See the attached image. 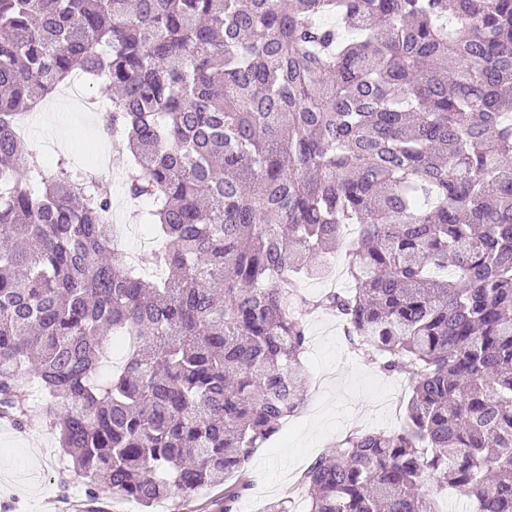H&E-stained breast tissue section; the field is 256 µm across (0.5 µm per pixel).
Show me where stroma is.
I'll return each mask as SVG.
<instances>
[{"label":"stroma","instance_id":"obj_1","mask_svg":"<svg viewBox=\"0 0 512 512\" xmlns=\"http://www.w3.org/2000/svg\"><path fill=\"white\" fill-rule=\"evenodd\" d=\"M38 112L26 138L28 148L38 152L52 142L66 158L95 159L104 144L97 118L65 100H49ZM304 321L308 329L305 405L251 458L247 465L251 485L234 512H264L272 500L302 494L300 473L334 450L347 433L389 431L403 422L407 379L381 373L354 352L333 315L310 311ZM69 464L49 429L45 405L33 408L25 432L0 423V512H57L66 503L74 504L78 512H131L129 502L106 494L87 502L80 483L61 488L58 476Z\"/></svg>","mask_w":512,"mask_h":512}]
</instances>
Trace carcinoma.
Listing matches in <instances>:
<instances>
[{
    "label": "carcinoma",
    "instance_id": "1",
    "mask_svg": "<svg viewBox=\"0 0 512 512\" xmlns=\"http://www.w3.org/2000/svg\"><path fill=\"white\" fill-rule=\"evenodd\" d=\"M76 72L159 281L109 186L10 132ZM345 224L351 285L302 294ZM306 310L410 398L306 468L304 512H439L427 475L512 512V0H0V421L38 392L90 498L222 482L233 512L304 406ZM135 208L129 209L127 212V224H122L123 229V244L126 252L140 255V261L138 265H134L141 275L149 280H158L163 276V272L160 269V275H157L152 270L154 264L151 261V249L143 248V241L140 236L141 232L144 231L143 224L140 223ZM142 258V259H141ZM142 260V262H141Z\"/></svg>",
    "mask_w": 512,
    "mask_h": 512
}]
</instances>
